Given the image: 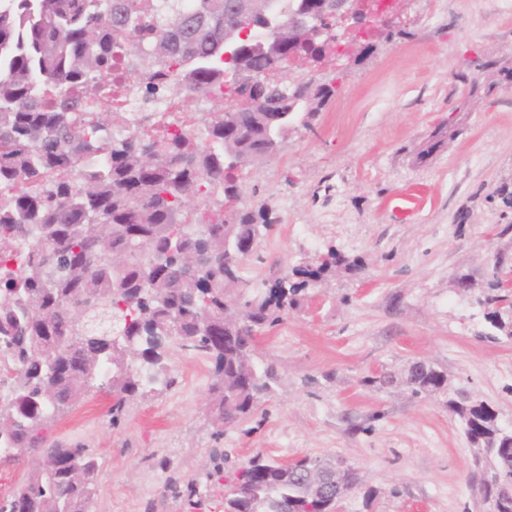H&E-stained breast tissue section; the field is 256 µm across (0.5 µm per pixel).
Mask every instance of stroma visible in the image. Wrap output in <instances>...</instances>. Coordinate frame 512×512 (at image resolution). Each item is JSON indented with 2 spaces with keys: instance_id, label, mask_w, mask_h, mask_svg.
Wrapping results in <instances>:
<instances>
[{
  "instance_id": "stroma-1",
  "label": "stroma",
  "mask_w": 512,
  "mask_h": 512,
  "mask_svg": "<svg viewBox=\"0 0 512 512\" xmlns=\"http://www.w3.org/2000/svg\"><path fill=\"white\" fill-rule=\"evenodd\" d=\"M395 25L351 57L312 64L335 93L275 156L244 168L240 205L277 221L246 263L270 269L336 249L363 268L309 291L258 342L274 391L230 428L209 413L214 368L171 341L167 373L112 421L92 389L50 439L100 464L89 512H224L225 475L261 458L340 460L346 512H465L472 446L442 393L413 396L426 362L512 428V339L473 303L494 267L512 275V7L501 0H394ZM441 143L417 154L434 130ZM467 276L470 291L458 290ZM395 381L378 386L374 377Z\"/></svg>"
}]
</instances>
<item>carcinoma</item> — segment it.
Listing matches in <instances>:
<instances>
[{
    "label": "carcinoma",
    "mask_w": 512,
    "mask_h": 512,
    "mask_svg": "<svg viewBox=\"0 0 512 512\" xmlns=\"http://www.w3.org/2000/svg\"><path fill=\"white\" fill-rule=\"evenodd\" d=\"M229 0H13L0 9V362L10 395L0 403V465L37 455L43 464L3 502L0 512H88L98 476L94 454L77 443H48L45 430L95 383L112 390V424L127 401L151 387L143 372L166 373L172 339L213 361L210 407L237 424L277 380L257 362L252 332L278 324L305 292L359 262L329 249L324 261L272 270L253 293L243 259L224 253V238L254 250L275 222L273 211L238 206L237 164L271 156L274 114L307 127L333 96L285 79L303 68L270 24L322 0H287L239 18L247 39L228 24ZM137 55L138 103L158 104L173 84L190 96L224 98L225 75L254 77L262 103L239 111L238 100L204 131H157L125 118L109 124L112 67ZM100 77L84 91L87 74ZM179 249L164 266L151 251ZM197 256L191 266L186 255ZM493 327L512 339V282L495 276L475 297ZM414 396L448 394L473 453L470 478L477 512H512V430L496 412L429 368L411 372ZM320 460L288 467L257 460L226 485L224 512H333L311 497L307 473Z\"/></svg>",
    "instance_id": "cac0c4a2"
}]
</instances>
